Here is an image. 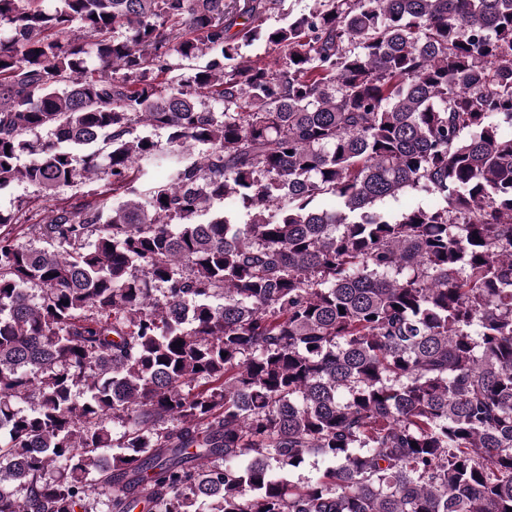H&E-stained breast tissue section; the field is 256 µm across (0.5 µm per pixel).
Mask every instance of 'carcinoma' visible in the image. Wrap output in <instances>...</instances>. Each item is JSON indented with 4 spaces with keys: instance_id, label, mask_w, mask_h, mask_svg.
<instances>
[{
    "instance_id": "cac0c4a2",
    "label": "carcinoma",
    "mask_w": 512,
    "mask_h": 512,
    "mask_svg": "<svg viewBox=\"0 0 512 512\" xmlns=\"http://www.w3.org/2000/svg\"><path fill=\"white\" fill-rule=\"evenodd\" d=\"M277 2L0 0V512L512 508V0ZM312 5V0H281L276 9L264 14L262 19L266 26H284L288 23V15L308 13ZM90 184L77 182L59 189L57 200L52 201L51 197L39 193L26 183L15 182L0 189V213L14 219L20 217L19 222L13 224L19 244L28 248H40L45 244L27 234V226L35 222L43 223L50 208L56 203L81 204L93 201L94 197L88 194ZM435 202L436 198L433 196L411 190L399 196L395 201L386 202L383 206L393 213H400L417 206H430Z\"/></svg>"
}]
</instances>
